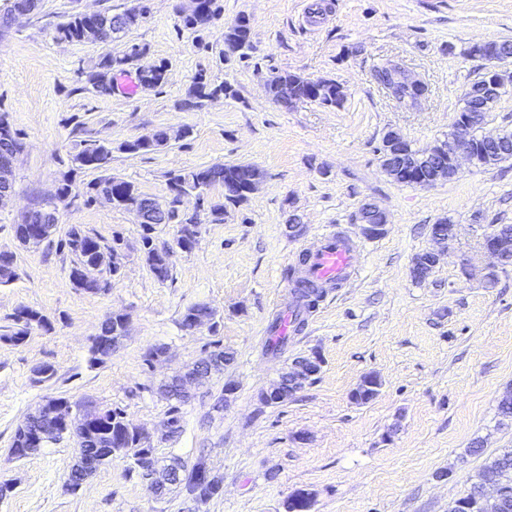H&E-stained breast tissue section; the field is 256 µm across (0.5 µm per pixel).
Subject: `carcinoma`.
I'll list each match as a JSON object with an SVG mask.
<instances>
[{"label": "carcinoma", "instance_id": "1", "mask_svg": "<svg viewBox=\"0 0 512 512\" xmlns=\"http://www.w3.org/2000/svg\"><path fill=\"white\" fill-rule=\"evenodd\" d=\"M39 0H11L9 9L0 14V28H7L13 19L22 12H35L39 9ZM221 6L218 0H202V14L196 18L182 21L187 30L198 31L210 25L212 20L220 13ZM141 16L136 9H129L121 14H112L101 11L90 20L79 13L71 14L68 19L56 28L57 38L67 42H85L90 40L87 28L89 24L96 25L107 38L112 39L119 33L134 27ZM251 26L250 19L245 15L238 16L232 23L224 28V42H233L236 45V54L243 55L244 50L250 47ZM142 53V50L133 45L122 55L107 54L103 56L93 68L87 72V82L99 93L112 92L109 83L114 81L118 72L125 71V66ZM468 55L479 56L491 64L505 55L512 57V41L502 40L476 45L468 50ZM396 65L387 63L376 70L378 83L387 90L395 102L406 109H413L421 105L427 98L428 87L423 84L417 88H410L394 80ZM139 84L148 87H158L167 80V66L159 64L148 70L138 73ZM272 99L281 106L290 109L300 103L315 102L326 107H339L345 100V93L341 86L333 79L311 80L301 75L285 72L276 76L268 85ZM237 96V91L226 81H218L205 74H198L190 85L183 99L182 106L188 109L199 105L203 100L216 96ZM500 96V89L489 86L487 75H482L473 82L463 98V106L457 114L462 118L468 112H488ZM13 140L6 142L0 139V166L12 168V164L22 151L23 142L18 132H13ZM476 157L475 163L480 165L495 164L512 159V132L505 131L498 136V141H487L481 134H475ZM167 144L166 130L154 132L153 138L147 142L127 141L121 146L126 153H147ZM397 152V162L383 163L387 174L396 182L416 185L418 178L430 174L434 161L428 154L419 153L412 149L410 143L402 137H397L394 145ZM78 167L91 169H105L112 162V145L99 140H83L80 148L73 157ZM248 163H224L196 169H174L168 172V185L171 192L169 201L161 203L144 195L132 182L115 176H104L87 185L88 199L112 196V207L120 210L140 211L144 222L141 224V244L145 261L151 274L159 282L171 277L169 263L165 259V251L157 240L158 226L162 224H175L178 226L174 242L181 245L184 250L191 251L197 243L198 224L185 222L180 214L177 203L179 197L188 193H197L198 197L208 195L209 189L214 185L224 187V201L210 205L212 221L221 222L227 208L240 206L245 203L249 195ZM30 224H48L57 226L55 211L45 208H35L30 211ZM57 245L67 250L73 256L70 269V281L77 289L105 294L112 287V279L117 273L112 271L110 258L112 245L120 242L115 237L108 243L98 237L92 236L76 224L70 225L59 239ZM99 269V279L85 285L80 284L84 270L89 267ZM17 276L14 256L0 255V284H6ZM13 326L8 332L0 334V340L12 345H20L33 327L45 328L48 320L40 312L29 307H20L12 315ZM125 316L114 314L108 317L100 327L99 333L94 336L89 354L107 357L112 349L119 346L125 337ZM207 325L214 329L218 325L216 312L209 306L195 304L189 307L181 319V327L191 331L194 325ZM210 365L200 367L195 364L188 368L186 374L198 377V384L216 373L224 371V367L234 361L233 354L222 349H216L209 354ZM160 393L170 402L167 411V432L165 437L173 438L181 431V406L188 402L190 396L179 392L171 381H165L159 386ZM95 437L75 440L76 462L69 476L71 490L78 489L85 478L92 475L101 465L114 457L122 456L130 460L129 472L144 477V463L148 462L155 469L167 473L169 485L179 486L187 496L197 502H204L219 494L217 481L204 482L197 477L196 470L208 468L205 458H198L189 465L179 458L169 462H161L156 457L150 438L138 427L127 420L125 412L120 408L110 409L99 421L94 429ZM50 440L35 444L30 440V431L18 426L12 436L9 453L15 459H22L39 452L46 447ZM488 481H499L512 486V450L504 452L493 458L478 474V479L469 490L456 499L449 512H460L458 505H467L465 512H486L479 498L480 486Z\"/></svg>", "mask_w": 512, "mask_h": 512}]
</instances>
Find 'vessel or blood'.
Here are the masks:
<instances>
[{
	"label": "vessel or blood",
	"mask_w": 512,
	"mask_h": 512,
	"mask_svg": "<svg viewBox=\"0 0 512 512\" xmlns=\"http://www.w3.org/2000/svg\"><path fill=\"white\" fill-rule=\"evenodd\" d=\"M361 270L355 243L331 228L320 235L315 246L302 250L299 281L319 289L334 287L356 279Z\"/></svg>",
	"instance_id": "obj_1"
}]
</instances>
